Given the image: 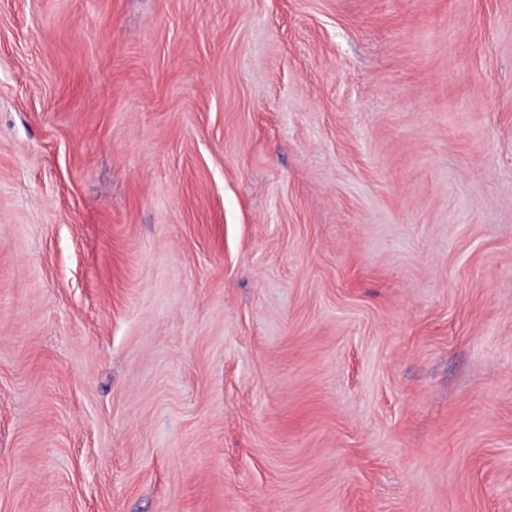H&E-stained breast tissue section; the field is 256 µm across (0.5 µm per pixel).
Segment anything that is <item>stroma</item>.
I'll return each instance as SVG.
<instances>
[{
  "instance_id": "35a3bbf8",
  "label": "stroma",
  "mask_w": 512,
  "mask_h": 512,
  "mask_svg": "<svg viewBox=\"0 0 512 512\" xmlns=\"http://www.w3.org/2000/svg\"><path fill=\"white\" fill-rule=\"evenodd\" d=\"M0 512H512V0H0Z\"/></svg>"
}]
</instances>
